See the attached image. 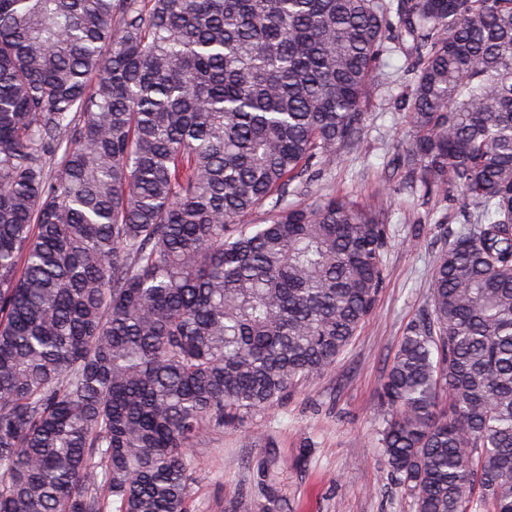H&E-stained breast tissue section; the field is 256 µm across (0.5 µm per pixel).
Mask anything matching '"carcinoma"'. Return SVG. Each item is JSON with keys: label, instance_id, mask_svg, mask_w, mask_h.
<instances>
[{"label": "carcinoma", "instance_id": "carcinoma-1", "mask_svg": "<svg viewBox=\"0 0 512 512\" xmlns=\"http://www.w3.org/2000/svg\"><path fill=\"white\" fill-rule=\"evenodd\" d=\"M390 52L397 169L473 219L383 456L414 512H512V0H0V512H193L190 448L334 366L390 231L306 196Z\"/></svg>", "mask_w": 512, "mask_h": 512}]
</instances>
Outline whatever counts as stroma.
<instances>
[{
  "instance_id": "obj_1",
  "label": "stroma",
  "mask_w": 512,
  "mask_h": 512,
  "mask_svg": "<svg viewBox=\"0 0 512 512\" xmlns=\"http://www.w3.org/2000/svg\"><path fill=\"white\" fill-rule=\"evenodd\" d=\"M406 67L403 55L391 56L367 112L365 145L316 184L389 212L387 278L375 311L328 371L282 405L225 424L192 448L201 464L195 512H413L378 444V396L403 336L426 311L439 253L464 218L387 169L410 139Z\"/></svg>"
}]
</instances>
